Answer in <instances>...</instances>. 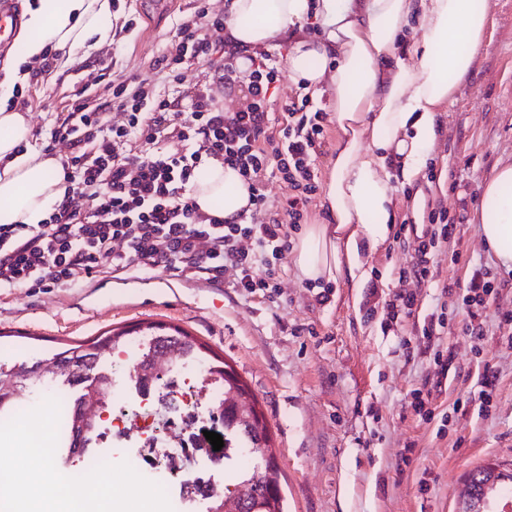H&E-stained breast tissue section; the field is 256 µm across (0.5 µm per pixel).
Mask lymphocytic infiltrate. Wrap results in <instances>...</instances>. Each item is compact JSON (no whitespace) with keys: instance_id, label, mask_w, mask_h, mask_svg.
Masks as SVG:
<instances>
[{"instance_id":"1","label":"lymphocytic infiltrate","mask_w":512,"mask_h":512,"mask_svg":"<svg viewBox=\"0 0 512 512\" xmlns=\"http://www.w3.org/2000/svg\"><path fill=\"white\" fill-rule=\"evenodd\" d=\"M224 22L200 0L177 25L170 50L155 62L176 96L160 95L134 75L112 80L104 102L75 91L45 147L68 149L61 160L63 198L43 223L0 225L1 289L73 286L104 267H160L209 284L222 283L231 271L242 292L278 296L274 263L290 249L319 190L315 166L328 114L308 97L273 106L281 63L261 48L248 56L243 104L225 111L219 96L238 82L240 52L225 48ZM219 53L223 64L182 89L185 65L211 62ZM114 110L125 114V124H110ZM170 140L178 149H167ZM212 161L238 171L250 191L249 208L229 223L202 212L189 194ZM269 176L288 186L275 204L263 191ZM261 212L267 219L259 223Z\"/></svg>"}]
</instances>
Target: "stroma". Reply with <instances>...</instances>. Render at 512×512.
<instances>
[{
    "label": "stroma",
    "instance_id": "35a3bbf8",
    "mask_svg": "<svg viewBox=\"0 0 512 512\" xmlns=\"http://www.w3.org/2000/svg\"><path fill=\"white\" fill-rule=\"evenodd\" d=\"M165 0H117L122 19L136 26L111 45L114 73L158 82L154 62L168 48L179 20L197 0L164 9ZM93 57L55 69L36 84H20L28 102L32 148L40 133L67 114L73 85L89 84ZM434 176L394 179L397 224L367 257L363 287L340 280L330 302L313 298L284 252L275 263L280 295H243L229 285L184 280L160 269L130 271L127 284L105 269L76 287L0 289V369L29 371L25 399L38 406L55 392L76 398L80 384L43 365L70 343L124 333L141 351L161 323L177 327L202 350L176 366L205 372L218 362L234 367L266 418L279 464L285 512H458L466 474L491 465L512 472V274L500 270L480 239L476 207L484 180L512 161V0H490L486 45L475 76L438 117L427 156ZM454 218L449 240L430 249L425 282L408 276L418 234L432 209ZM488 272L494 293L480 309L484 334L468 335L464 286ZM399 289L415 292L412 316L388 319L384 302ZM435 332L427 336L424 326ZM448 361L447 368L437 358ZM493 374L485 387L484 374ZM432 414L416 415L415 396Z\"/></svg>",
    "mask_w": 512,
    "mask_h": 512
}]
</instances>
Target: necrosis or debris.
<instances>
[{
    "instance_id": "obj_1",
    "label": "necrosis or debris",
    "mask_w": 512,
    "mask_h": 512,
    "mask_svg": "<svg viewBox=\"0 0 512 512\" xmlns=\"http://www.w3.org/2000/svg\"><path fill=\"white\" fill-rule=\"evenodd\" d=\"M112 394L121 401L118 414L98 413L101 446L93 455L73 461L72 472L87 474L111 459L113 443H122L130 460L142 465L145 478L175 488L169 498L173 512H185L203 491L191 471L195 458L207 452L213 463L224 459L223 452H209L208 440L194 428L205 394L201 381L176 380L163 395L136 382L116 384Z\"/></svg>"
}]
</instances>
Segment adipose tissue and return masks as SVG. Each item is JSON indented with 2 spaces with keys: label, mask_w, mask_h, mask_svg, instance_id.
Wrapping results in <instances>:
<instances>
[{
  "label": "adipose tissue",
  "mask_w": 512,
  "mask_h": 512,
  "mask_svg": "<svg viewBox=\"0 0 512 512\" xmlns=\"http://www.w3.org/2000/svg\"><path fill=\"white\" fill-rule=\"evenodd\" d=\"M24 17L23 58L38 60L50 44L63 66L111 43L119 20L112 0H28ZM489 19L488 0H230L225 36L249 51L289 38L294 81L329 94L340 132L321 202L326 220L294 248L303 279L363 285L364 255L395 222L391 177H418L440 109L474 76ZM309 22L319 39L305 38ZM413 22L421 41L403 58L397 41ZM30 132L25 113L0 105V224L42 223L63 197L59 159L22 150ZM191 196L228 222L249 206L247 185L216 161ZM477 217L485 248L512 271V163L483 183Z\"/></svg>",
  "instance_id": "adipose-tissue-1"
}]
</instances>
